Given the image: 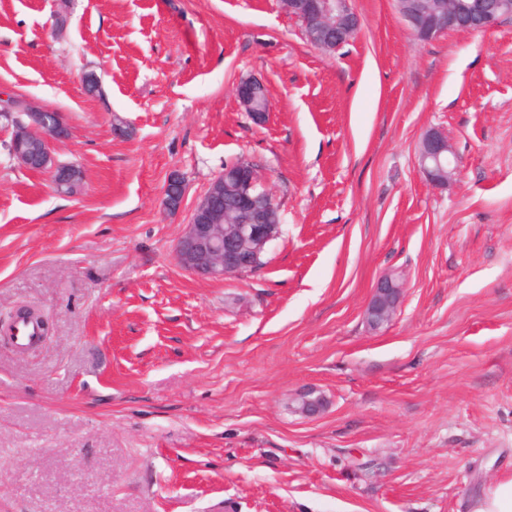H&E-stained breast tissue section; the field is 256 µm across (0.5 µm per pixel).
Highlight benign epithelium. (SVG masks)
<instances>
[{
    "instance_id": "7a95c632",
    "label": "benign epithelium",
    "mask_w": 512,
    "mask_h": 512,
    "mask_svg": "<svg viewBox=\"0 0 512 512\" xmlns=\"http://www.w3.org/2000/svg\"><path fill=\"white\" fill-rule=\"evenodd\" d=\"M445 6L428 10L423 0H398V10L409 28L422 41L448 31L462 33L485 31L496 27L512 13V0H443ZM288 14L308 29L309 38L324 51H334L347 44L360 28L351 0H284ZM265 85L258 80H244L235 88L236 97L256 123L266 121L270 107L257 105ZM0 112L7 117L23 114L11 154L29 170L35 168L50 175L61 192L76 179L79 169L56 163L52 142L70 135L68 125L56 112L39 110L28 101L12 95L0 98ZM420 168L435 184L447 180L457 169L448 135L431 129L419 148ZM259 184L258 172L247 162L235 170H225L194 206L185 234L179 239L175 256L192 274L204 279H222L249 272L267 242L277 237L280 224L271 222L270 207L254 195ZM232 196L237 210L247 216L243 224L224 223V194ZM185 186L178 178L170 180L163 205L170 211L181 208ZM400 300V285L386 275L378 282L367 309V323L373 330L387 323Z\"/></svg>"
}]
</instances>
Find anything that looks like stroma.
I'll return each mask as SVG.
<instances>
[{"label":"stroma","mask_w":512,"mask_h":512,"mask_svg":"<svg viewBox=\"0 0 512 512\" xmlns=\"http://www.w3.org/2000/svg\"><path fill=\"white\" fill-rule=\"evenodd\" d=\"M353 7L329 53L282 0H0V92L62 114L85 182L18 167L0 117V321L49 323L0 335V512H469L512 471V19L422 42L396 0ZM240 160L281 234L256 272L198 279L177 241ZM265 90V85L259 80H244L237 84L235 88L239 103L246 112H249L252 120L259 124L266 121L270 111L269 101L264 108L258 107L256 103L258 94ZM419 163L426 177L435 184L445 182L455 172L457 162L446 133L437 129L425 133L419 148ZM400 285L392 275H385L373 290L367 309V323L373 330L379 329L395 314L400 300Z\"/></svg>","instance_id":"obj_1"}]
</instances>
